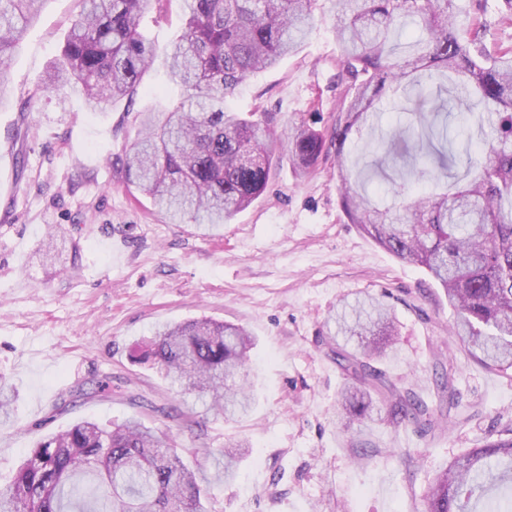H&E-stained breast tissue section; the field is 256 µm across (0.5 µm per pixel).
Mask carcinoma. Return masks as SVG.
Here are the masks:
<instances>
[{"label":"carcinoma","mask_w":512,"mask_h":512,"mask_svg":"<svg viewBox=\"0 0 512 512\" xmlns=\"http://www.w3.org/2000/svg\"><path fill=\"white\" fill-rule=\"evenodd\" d=\"M81 0L53 87L77 90L96 111L133 97L155 49L142 31L150 2ZM44 0H0V106L9 97L6 68L21 48ZM183 33L171 43L166 70L183 99L164 111L138 114L140 131L119 161L135 189L179 224H224L259 199L276 165L274 133L255 113L229 109L249 76L298 52L321 0H182ZM337 13L339 106L330 132L302 119L288 129V153L305 176L320 157L334 154L340 206L376 245L425 269L456 312L454 333L483 367L512 371V46L492 48L491 23L456 0H329ZM421 25L399 39L408 23ZM463 79L448 88V79ZM436 84L448 99L427 108L423 88ZM415 91L412 129L383 132L374 166L391 182L394 199L378 203L353 173L351 135L374 129L383 99ZM458 114L488 128L484 153L472 140L456 150L441 115ZM470 178L448 187L456 165ZM437 173L443 182L415 197L410 184ZM337 334L358 336V347L331 349L345 375L340 403L360 423L376 406L389 422L423 434L458 408L448 375L431 407L402 390L373 361L393 345V318L372 299L328 321ZM253 340L237 325L197 318L158 328L132 355L173 377L232 420L254 400L248 369ZM14 394L0 376V420L13 415ZM238 444L222 451L224 468L197 475L167 436L141 420L102 424L81 420L40 441L20 461L12 482L0 486V512H207L208 485L231 481L242 456ZM512 483V428L437 472L423 512H474L485 481Z\"/></svg>","instance_id":"carcinoma-1"}]
</instances>
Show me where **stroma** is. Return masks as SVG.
Here are the masks:
<instances>
[{
    "instance_id": "obj_1",
    "label": "stroma",
    "mask_w": 512,
    "mask_h": 512,
    "mask_svg": "<svg viewBox=\"0 0 512 512\" xmlns=\"http://www.w3.org/2000/svg\"><path fill=\"white\" fill-rule=\"evenodd\" d=\"M80 0H45L8 70L0 107V374L18 389L0 422V484L50 432L83 420L136 417L170 432L185 462L212 474L216 451L246 442L238 477L216 486L213 512H422L434 472L512 424V376L485 369L460 348L454 311L426 272L347 223L334 158L299 175L287 143L266 193L228 223L173 224L130 184L119 158L141 110L178 103L166 76L170 41L185 18L180 0H155L145 23L154 66L130 100L93 112L79 92L48 88ZM336 17L314 12L298 55L236 90L238 112H265L277 133L336 109ZM60 232L52 250L48 226ZM373 297L395 316L396 351L378 366L425 401L434 366L451 369L456 421L432 436L372 421H343L345 379L330 356L326 321ZM207 316L255 339L257 403L227 421L208 412L133 349L157 326ZM112 382L106 396L79 389ZM180 407L194 422L173 426Z\"/></svg>"
}]
</instances>
